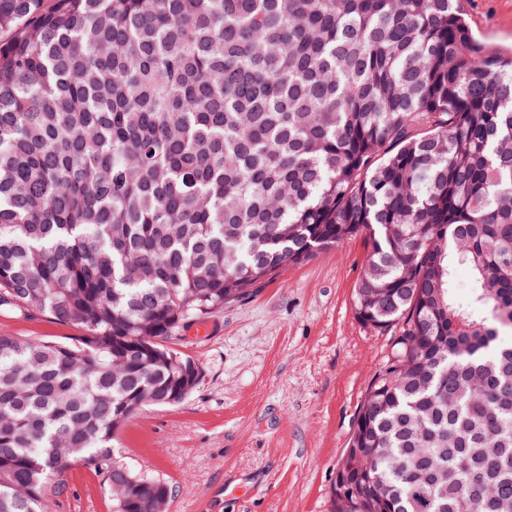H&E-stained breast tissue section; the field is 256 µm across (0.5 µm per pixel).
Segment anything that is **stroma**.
<instances>
[{"instance_id": "35a3bbf8", "label": "stroma", "mask_w": 512, "mask_h": 512, "mask_svg": "<svg viewBox=\"0 0 512 512\" xmlns=\"http://www.w3.org/2000/svg\"><path fill=\"white\" fill-rule=\"evenodd\" d=\"M476 39L512 51V0H461ZM362 238L288 266L256 295L186 329L175 349L203 369L192 396L147 407L115 448L172 488L169 512H329V490L391 332L364 326L353 298ZM76 326L0 312V335L66 341ZM53 512H115L99 477L75 464Z\"/></svg>"}]
</instances>
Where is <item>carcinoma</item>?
Instances as JSON below:
<instances>
[{
  "label": "carcinoma",
  "mask_w": 512,
  "mask_h": 512,
  "mask_svg": "<svg viewBox=\"0 0 512 512\" xmlns=\"http://www.w3.org/2000/svg\"><path fill=\"white\" fill-rule=\"evenodd\" d=\"M0 31V312L80 330L0 335V512L76 462L167 512L113 440L199 385L171 341L356 236L354 314L396 333L331 512H512V55L459 0H0Z\"/></svg>",
  "instance_id": "1"
}]
</instances>
